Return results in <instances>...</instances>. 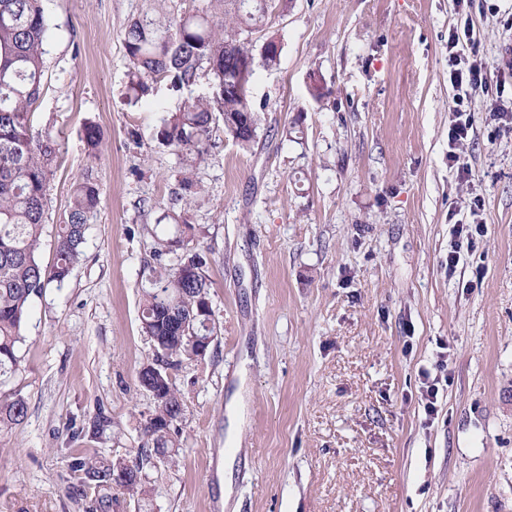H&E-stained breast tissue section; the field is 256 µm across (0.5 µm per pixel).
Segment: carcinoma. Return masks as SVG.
<instances>
[{
    "mask_svg": "<svg viewBox=\"0 0 512 512\" xmlns=\"http://www.w3.org/2000/svg\"><path fill=\"white\" fill-rule=\"evenodd\" d=\"M268 0H224L222 15L172 17L165 23L136 20L124 32L129 61L128 87L134 100L148 96L154 81L175 87L194 85L199 71L215 86L232 83L237 62L259 60L266 68L279 64L281 53H255L250 35L263 31ZM48 20L42 0H0V431L21 424L28 412L25 399L8 389L21 369L24 325L33 298L49 285L62 284L80 262L88 224L97 212L99 188L92 173L77 178L56 236L55 258L44 266L38 258L44 225L46 192L60 153L50 130L33 133L30 114L41 95L45 71ZM222 113L224 134L248 149L257 138L258 113L246 98L233 94L217 106L208 97H191L177 112L161 120L156 139L180 156L182 189L197 194L194 170L211 149V125ZM83 138L91 151L101 142L99 127L88 121ZM175 232L156 236L151 286L142 289L141 328L152 342V357L138 373L139 385L157 392L154 409L144 425L152 447L136 449L130 459H107L73 454L68 475L97 497L92 512L113 506L112 488L129 498L147 500L150 482L137 477L144 465L157 459L173 461L179 448V423L184 399L171 371L185 361L199 360L198 336H215L209 276L204 257L189 247L194 226L182 214L172 216Z\"/></svg>",
    "mask_w": 512,
    "mask_h": 512,
    "instance_id": "carcinoma-1",
    "label": "carcinoma"
}]
</instances>
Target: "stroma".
Masks as SVG:
<instances>
[{"instance_id":"1","label":"stroma","mask_w":512,"mask_h":512,"mask_svg":"<svg viewBox=\"0 0 512 512\" xmlns=\"http://www.w3.org/2000/svg\"><path fill=\"white\" fill-rule=\"evenodd\" d=\"M43 7L31 124L61 144L43 265L74 179L92 172L100 204L70 278L31 302L10 382L28 413L0 435V512H87L67 457L129 458L144 442L139 302L169 211L195 227L217 337L175 376L180 449L145 467L152 500L116 488L115 512H512V129L491 96L473 97L468 178L449 167L454 0H272L280 63L247 84L258 137L246 150L215 126L200 191L183 200L181 160L156 131L211 81L158 82L131 103L123 36L131 20L214 14L222 0ZM471 17L510 98L512 0H473ZM88 121L102 131L93 157ZM473 218L480 231L456 237ZM439 362L430 417L421 371Z\"/></svg>"}]
</instances>
